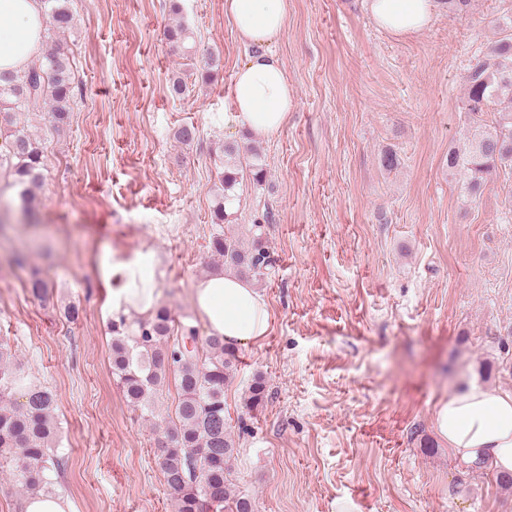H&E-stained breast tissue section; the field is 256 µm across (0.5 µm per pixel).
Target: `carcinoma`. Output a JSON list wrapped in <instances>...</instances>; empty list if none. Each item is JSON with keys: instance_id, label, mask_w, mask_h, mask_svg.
Here are the masks:
<instances>
[{"instance_id": "obj_1", "label": "carcinoma", "mask_w": 512, "mask_h": 512, "mask_svg": "<svg viewBox=\"0 0 512 512\" xmlns=\"http://www.w3.org/2000/svg\"><path fill=\"white\" fill-rule=\"evenodd\" d=\"M44 3L49 33L72 28L68 0ZM464 82L462 111L471 120L491 106L498 113L496 126H475L464 149L448 151V169L463 177L465 191L475 197L498 168L512 169V35L490 46L486 58L467 70ZM76 97L70 59L58 48L19 74L0 76V132H5L0 153L9 160L20 200L27 207L42 182L43 146L37 135L19 125L18 116L49 112L51 122L60 128L68 123ZM222 152V193L213 205L216 229L210 240L211 255L235 274L255 278L267 267L262 225H251L247 240L226 233L224 198L236 192L246 170L254 184L262 185L264 163L253 146L228 142ZM171 323L164 305L145 319L129 323L122 317L111 323L112 375L128 404L146 414L153 413V397L162 379L168 374L177 378V424L167 431V444L159 455L164 481L175 495L176 512H252V499L236 493L231 480L235 442L225 422L224 388L237 371L235 352L219 336H208L201 346L189 349L186 340H197L196 326L183 324L176 335ZM12 358L9 344L1 339L0 469L9 470L16 487L29 495L53 489L52 475L61 471L60 460L50 453L55 398L48 388L25 383ZM265 391L263 377L255 376L244 407L261 406ZM17 394L23 402L15 401Z\"/></svg>"}]
</instances>
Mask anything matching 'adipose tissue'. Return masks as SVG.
<instances>
[{
    "mask_svg": "<svg viewBox=\"0 0 512 512\" xmlns=\"http://www.w3.org/2000/svg\"><path fill=\"white\" fill-rule=\"evenodd\" d=\"M375 22L404 36L426 28L436 0H367ZM224 13L239 41L252 52L236 71L234 119L253 138L279 132L294 107V96L279 57L270 49L285 30L286 0H224ZM41 0H0V71L18 73L41 51ZM124 284L113 290V312L133 318L152 310L161 293L151 256L124 264ZM193 305L210 335L233 347L257 341L270 329L267 302L254 284L216 272L194 285ZM433 425L455 459L465 467L512 472V390L493 391L468 381L433 409Z\"/></svg>",
    "mask_w": 512,
    "mask_h": 512,
    "instance_id": "1",
    "label": "adipose tissue"
}]
</instances>
